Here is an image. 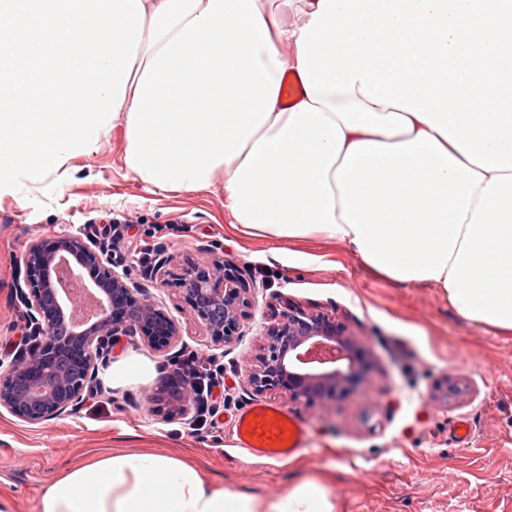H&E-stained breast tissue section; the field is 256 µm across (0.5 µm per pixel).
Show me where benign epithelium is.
Listing matches in <instances>:
<instances>
[{
    "label": "benign epithelium",
    "instance_id": "benign-epithelium-1",
    "mask_svg": "<svg viewBox=\"0 0 512 512\" xmlns=\"http://www.w3.org/2000/svg\"><path fill=\"white\" fill-rule=\"evenodd\" d=\"M64 253L75 257L99 292L97 322L73 343L58 339L65 328L64 313L76 309L75 293L51 287L50 265ZM25 302L39 340L29 355L0 372V411L21 422L37 425L76 410L84 400L85 383L96 369V352L107 337L137 336L151 350L164 353L180 338L172 316L128 284L111 260L81 238L62 236L31 244L24 256ZM161 283L174 288L192 308L211 343L230 344L242 336L253 307L250 283L238 269L220 259L189 261L177 272H163ZM364 355L346 327L323 312L297 303L271 307L259 344L246 365L245 381L256 394L278 392L309 406L328 404L349 396L364 380ZM459 393L457 383L440 381L432 393L437 404ZM166 418H186L191 412L186 392L177 403L157 407Z\"/></svg>",
    "mask_w": 512,
    "mask_h": 512
}]
</instances>
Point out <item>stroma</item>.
<instances>
[{
	"mask_svg": "<svg viewBox=\"0 0 512 512\" xmlns=\"http://www.w3.org/2000/svg\"><path fill=\"white\" fill-rule=\"evenodd\" d=\"M125 148L123 129L115 127L95 154L72 160L67 174L43 183L37 205L0 197V347L21 334L28 246L62 234L85 240L88 226L114 225L109 253L116 271L168 309L180 346L223 362L228 406L217 431L195 435L184 420L153 411L169 374L116 387L103 366L100 411L84 404L39 425L0 414V495L13 498L17 512H38L45 489L71 466L113 451L152 449L198 465L232 492L283 493L306 476L330 474L338 512H512V335L463 319L439 289L375 275L336 241L246 234L226 214L218 190L151 189L127 168ZM212 258L236 264L254 287L244 336L223 347L208 342L190 307L155 273L162 261L174 271ZM278 298L345 323L365 352L368 379L325 406L272 395L313 432L301 458L263 461L236 449L232 416L257 399L243 369ZM446 377L463 393L435 404L434 386ZM462 417L474 426L466 445L449 435Z\"/></svg>",
	"mask_w": 512,
	"mask_h": 512,
	"instance_id": "stroma-1",
	"label": "stroma"
}]
</instances>
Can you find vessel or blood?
<instances>
[{
  "instance_id": "vessel-or-blood-1",
  "label": "vessel or blood",
  "mask_w": 512,
  "mask_h": 512,
  "mask_svg": "<svg viewBox=\"0 0 512 512\" xmlns=\"http://www.w3.org/2000/svg\"><path fill=\"white\" fill-rule=\"evenodd\" d=\"M235 445L265 459L285 460L306 450L305 420L272 403L253 402L234 416Z\"/></svg>"
}]
</instances>
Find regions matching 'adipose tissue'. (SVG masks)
Returning a JSON list of instances; mask_svg holds the SVG:
<instances>
[{
	"mask_svg": "<svg viewBox=\"0 0 512 512\" xmlns=\"http://www.w3.org/2000/svg\"><path fill=\"white\" fill-rule=\"evenodd\" d=\"M0 0V196L122 125L153 189L346 244L512 334V0ZM296 95L281 98L284 75ZM39 512H336L230 492L163 450L68 468Z\"/></svg>",
	"mask_w": 512,
	"mask_h": 512,
	"instance_id": "obj_1",
	"label": "adipose tissue"
}]
</instances>
